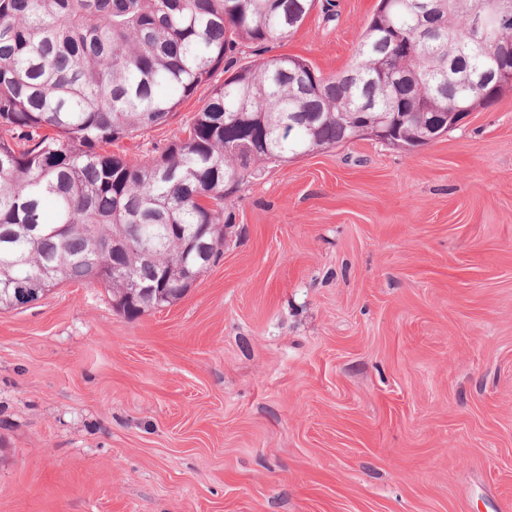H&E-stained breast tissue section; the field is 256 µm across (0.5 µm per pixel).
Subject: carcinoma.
<instances>
[{
  "label": "carcinoma",
  "mask_w": 512,
  "mask_h": 512,
  "mask_svg": "<svg viewBox=\"0 0 512 512\" xmlns=\"http://www.w3.org/2000/svg\"><path fill=\"white\" fill-rule=\"evenodd\" d=\"M315 3L0 0V307L64 281L160 285L171 305L223 253L224 201L260 168L369 137L377 121L400 146L427 145L455 119L429 132L420 113L471 112L502 95L465 74L512 58V9L485 30L476 0H378L334 76L299 56L234 59L240 45L290 36ZM221 66L231 75L215 84ZM204 85L185 137L160 156L132 163L105 150L164 125ZM116 239L125 251L113 252ZM155 306L142 297L117 312Z\"/></svg>",
  "instance_id": "carcinoma-1"
}]
</instances>
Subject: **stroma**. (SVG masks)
Here are the masks:
<instances>
[{
	"label": "stroma",
	"mask_w": 512,
	"mask_h": 512,
	"mask_svg": "<svg viewBox=\"0 0 512 512\" xmlns=\"http://www.w3.org/2000/svg\"><path fill=\"white\" fill-rule=\"evenodd\" d=\"M378 0L247 45L343 72ZM209 93L113 144L160 155ZM224 252L130 320L0 310V512H512V91L428 145L265 166Z\"/></svg>",
	"instance_id": "1"
}]
</instances>
